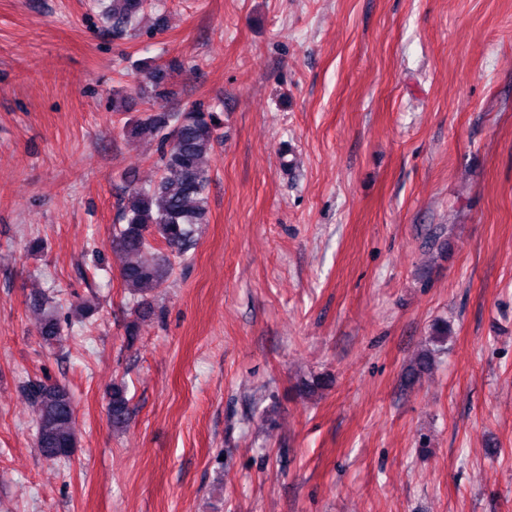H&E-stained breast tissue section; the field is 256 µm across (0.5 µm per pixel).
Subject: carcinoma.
<instances>
[{"label":"carcinoma","mask_w":512,"mask_h":512,"mask_svg":"<svg viewBox=\"0 0 512 512\" xmlns=\"http://www.w3.org/2000/svg\"><path fill=\"white\" fill-rule=\"evenodd\" d=\"M147 0H98V8L114 33L121 35L136 27ZM182 67L178 60L164 65L143 66L142 92L155 100L171 94V72ZM220 115L202 106L177 112H159L136 120L130 137L158 142L159 177L147 187L132 186L122 203L121 224L112 234V251L127 258L121 268L125 288L136 295L147 288H160L173 272L162 258L141 259L153 250L158 239L170 252L181 257L193 245L196 226L207 222V189L211 180L213 143ZM49 342L62 335L57 317L49 315L39 327ZM448 341V327L438 326L430 338L432 348L425 362L433 360ZM35 409V441L41 456L49 461L70 457L78 440L74 430L75 403L68 387L58 382L35 381L26 387ZM108 415L114 427L130 418L126 389L115 384L109 393Z\"/></svg>","instance_id":"carcinoma-1"}]
</instances>
